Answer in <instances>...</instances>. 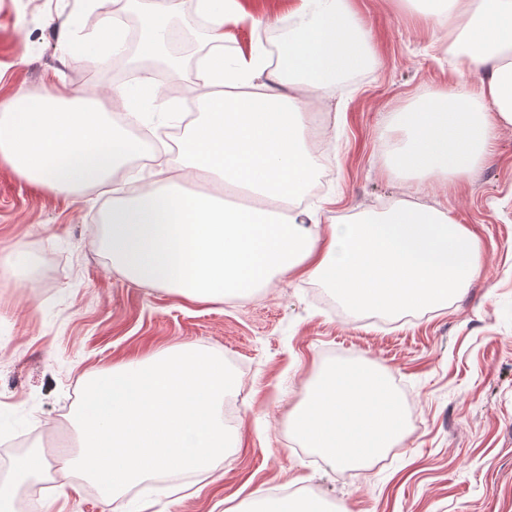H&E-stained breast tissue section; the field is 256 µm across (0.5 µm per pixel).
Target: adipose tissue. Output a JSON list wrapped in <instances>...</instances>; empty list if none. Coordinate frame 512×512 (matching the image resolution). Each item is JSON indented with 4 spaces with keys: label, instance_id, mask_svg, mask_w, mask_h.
I'll use <instances>...</instances> for the list:
<instances>
[{
    "label": "adipose tissue",
    "instance_id": "adipose-tissue-1",
    "mask_svg": "<svg viewBox=\"0 0 512 512\" xmlns=\"http://www.w3.org/2000/svg\"><path fill=\"white\" fill-rule=\"evenodd\" d=\"M133 2L154 24L140 54L155 58L179 0ZM237 2L197 0L213 48L222 47L227 23L242 22ZM420 14L447 25L457 81L387 118L385 167L411 185L467 178L489 156L496 129L512 127V0H432ZM284 22L288 41L277 60L253 50L227 73L198 66L185 93L201 116L177 143L179 173L160 156L134 165L141 143L111 117L140 121L121 87L110 92L108 110L53 85L0 100V158L50 193H111L102 250L114 271L139 285L215 302L299 273L324 281L355 312L447 305L480 272L483 246L445 210L400 198L332 224L326 203L309 200L326 144L312 136L306 102L332 97L339 78L374 64L366 28L347 0H300ZM196 179L210 191L183 189ZM233 189L260 206L220 205ZM404 421L384 377L340 365L310 388L288 424L305 447L343 466L393 447Z\"/></svg>",
    "mask_w": 512,
    "mask_h": 512
}]
</instances>
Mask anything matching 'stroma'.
<instances>
[{"instance_id":"stroma-1","label":"stroma","mask_w":512,"mask_h":512,"mask_svg":"<svg viewBox=\"0 0 512 512\" xmlns=\"http://www.w3.org/2000/svg\"><path fill=\"white\" fill-rule=\"evenodd\" d=\"M104 0H0V100L51 84L75 94L119 84L113 64L89 67L58 45L96 38ZM376 63L344 78L328 107L319 193L335 192V220L392 200L439 203L484 247L480 274L446 307L402 318L356 313L333 289L296 274L221 303L138 286L101 249L108 196L45 192L0 159V479L28 449L79 451L74 414L86 377L101 368L192 344L240 371L230 448L189 482L146 480L105 504L73 478L67 497L42 490L38 512H248L269 490L312 491L327 512H512V128L460 182L410 190L381 167L390 111L450 85L448 41L413 0H349ZM287 28L227 25L224 47L277 46ZM375 364L400 381L417 423L380 467L334 466L300 447L288 412L323 372Z\"/></svg>"}]
</instances>
